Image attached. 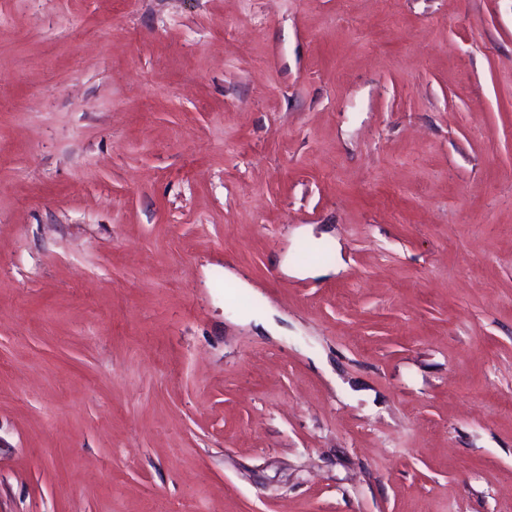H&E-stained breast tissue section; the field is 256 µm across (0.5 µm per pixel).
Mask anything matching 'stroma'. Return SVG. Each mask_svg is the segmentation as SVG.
Segmentation results:
<instances>
[{"label": "stroma", "mask_w": 512, "mask_h": 512, "mask_svg": "<svg viewBox=\"0 0 512 512\" xmlns=\"http://www.w3.org/2000/svg\"><path fill=\"white\" fill-rule=\"evenodd\" d=\"M0 512H512V0H0Z\"/></svg>", "instance_id": "1"}]
</instances>
